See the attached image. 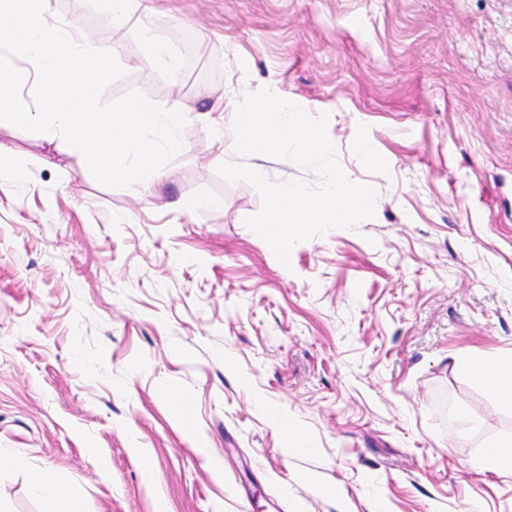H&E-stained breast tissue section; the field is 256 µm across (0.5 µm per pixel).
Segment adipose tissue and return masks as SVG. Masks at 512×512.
Here are the masks:
<instances>
[{
  "mask_svg": "<svg viewBox=\"0 0 512 512\" xmlns=\"http://www.w3.org/2000/svg\"><path fill=\"white\" fill-rule=\"evenodd\" d=\"M232 109L239 128L248 130V152L252 157L264 158L277 145L292 147L305 159L316 154L315 131H302L297 119L282 113L275 98L269 95L257 96L245 101L231 103L216 101L212 109L224 112ZM453 361L477 383L496 394L502 401L512 404V350L499 349L493 352L459 350Z\"/></svg>",
  "mask_w": 512,
  "mask_h": 512,
  "instance_id": "1",
  "label": "adipose tissue"
}]
</instances>
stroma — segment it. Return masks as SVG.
<instances>
[{
  "instance_id": "35a3bbf8",
  "label": "stroma",
  "mask_w": 512,
  "mask_h": 512,
  "mask_svg": "<svg viewBox=\"0 0 512 512\" xmlns=\"http://www.w3.org/2000/svg\"><path fill=\"white\" fill-rule=\"evenodd\" d=\"M147 3L80 26L124 69L103 102L188 110L161 185L103 186L0 125L30 162L0 175V458H28L0 465V506L50 512L49 471L85 512H512V477L470 465L512 439V407L452 361L512 348V0ZM145 20L192 34L178 77L140 68ZM261 88L328 114L345 175L377 191L286 266L245 224L258 190L217 173L232 121L197 118Z\"/></svg>"
}]
</instances>
